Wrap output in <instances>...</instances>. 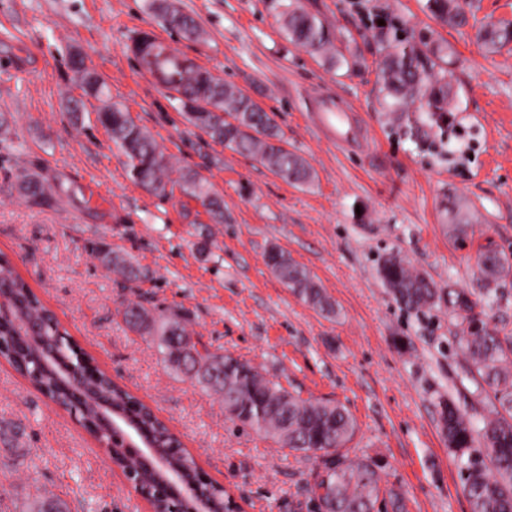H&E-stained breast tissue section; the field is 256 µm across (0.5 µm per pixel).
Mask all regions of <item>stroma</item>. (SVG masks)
<instances>
[{
	"instance_id": "stroma-1",
	"label": "stroma",
	"mask_w": 512,
	"mask_h": 512,
	"mask_svg": "<svg viewBox=\"0 0 512 512\" xmlns=\"http://www.w3.org/2000/svg\"><path fill=\"white\" fill-rule=\"evenodd\" d=\"M204 28L200 42L163 28L150 0H0V252L55 312L95 364L180 437L185 450L244 512H312L308 489L321 461L228 421L213 394L166 368L148 338L129 332L131 302L187 311L203 341L262 367L303 396L346 405L358 431L349 454L380 460L384 485L407 512H470L459 467L439 427L438 403L471 416L490 400L461 381L465 357L447 306L410 311L382 282L391 253L437 287L480 294V252L512 258V43L487 53L475 26L453 30L426 0H300L356 58L333 67L285 39L272 0H172ZM401 37L447 42L457 96L444 125L426 113L394 120L377 93L382 26ZM153 35L178 61L209 70L259 102L287 148L314 172L296 187L257 159L191 126L140 58L131 37ZM100 74L133 119L171 154L169 173L197 170L224 197L209 223L181 193L162 197L129 177L125 158L81 91L72 53ZM37 171L62 183L52 204L11 193L9 175ZM468 216L456 236L446 210ZM102 240L150 273L126 282L88 251ZM279 246L324 288L334 314L295 297L265 263ZM410 352H399V339ZM20 424L0 445V512H25L34 487L71 512H147L106 449L62 407L0 362V421Z\"/></svg>"
}]
</instances>
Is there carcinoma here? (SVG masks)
Listing matches in <instances>:
<instances>
[{"instance_id":"obj_1","label":"carcinoma","mask_w":512,"mask_h":512,"mask_svg":"<svg viewBox=\"0 0 512 512\" xmlns=\"http://www.w3.org/2000/svg\"><path fill=\"white\" fill-rule=\"evenodd\" d=\"M467 0H427L428 11L445 24L462 28L468 25ZM152 9L163 27L177 31L184 39L200 41L204 31L196 19L176 8L170 0H152ZM282 29L296 46L323 58L329 65L348 62L339 54L335 33L318 17L292 3L283 12ZM384 55L379 65V95L388 112H408L420 102L429 119L437 124L447 117L456 92L452 71L448 69V47L413 37L401 39L381 33ZM486 51L494 53L512 42V22L489 21L479 31ZM160 47L152 36L134 37L130 51L144 59ZM78 86L84 95L102 103L98 122L111 134L112 141L126 158L129 177L147 192L169 194L167 155L152 134L138 125L127 109L112 101L106 81L74 60ZM178 109L189 122L212 141L239 154L258 159L287 183L304 186L314 173L307 162L289 151L277 125L268 113L241 89L228 84L204 69L180 73ZM212 104L234 118L232 126L209 112L192 116L194 106ZM178 186L186 197L200 203L215 224L224 223V199L205 177L194 169L184 170ZM28 203L51 201L61 186L51 185L41 175L23 174L12 185ZM91 255L104 266L119 272L126 281L140 282L147 273L110 244L92 242ZM266 265L293 294L315 310L334 312V305L321 285L282 250L268 251ZM486 281L512 274V263L494 251L479 256ZM382 281L394 299L414 311L448 305L460 327L458 342L468 359L463 378L473 382L479 392L492 393L499 407L473 422L453 401L438 403L439 424L448 451L463 474V490L470 512H512V341L498 336L480 314L477 302L465 291L448 292L435 287L425 274L415 271L398 253L388 255L379 268ZM10 289V299L0 309V340L13 339L12 347L0 349V356L21 371L31 370L39 361L44 345L56 356L30 377L43 395L66 407L78 410L89 428L116 448L126 444L133 432L135 447L155 449L170 467L182 471L179 482H171L169 470L143 467V487L156 489L172 484L170 491L153 499L155 512H171L182 506L185 497L200 512H229L223 488L208 480L195 459L180 450L181 441L153 410L112 380L106 372L81 364L82 350L60 333L61 324L21 279L13 276L9 259L0 256V290ZM122 319L127 328L149 336L163 361L176 373L217 396L229 412V419L243 428L264 434L275 443L288 444L296 452H321L324 470L311 488L316 512H406L401 494L381 485V466L372 458H351L343 449L357 432V421L340 402L303 398L269 379L250 361L224 354L203 343L188 330L190 319L178 309L154 311L141 304L126 306ZM112 418L113 427L101 425L98 409ZM27 512H69L65 499L39 490L29 502Z\"/></svg>"}]
</instances>
